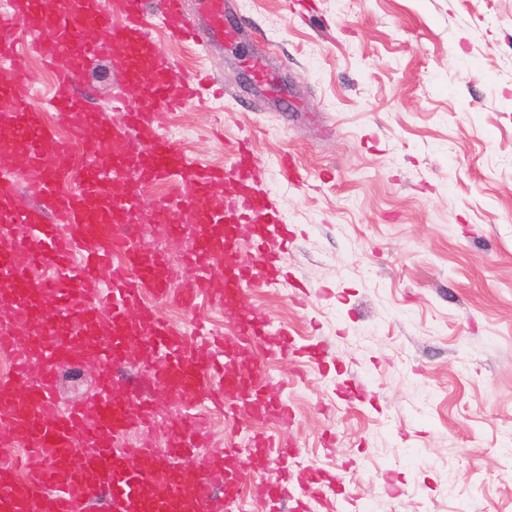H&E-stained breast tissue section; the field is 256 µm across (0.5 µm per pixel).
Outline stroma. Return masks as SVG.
I'll list each match as a JSON object with an SVG mask.
<instances>
[{"label":"stroma","mask_w":512,"mask_h":512,"mask_svg":"<svg viewBox=\"0 0 512 512\" xmlns=\"http://www.w3.org/2000/svg\"><path fill=\"white\" fill-rule=\"evenodd\" d=\"M230 22L202 49L150 32L229 91L174 114L181 147L223 165L249 137L295 233L287 284L248 302L323 351L267 364L289 467L326 477L310 512H512V0H236ZM122 90L94 61L78 92Z\"/></svg>","instance_id":"1"}]
</instances>
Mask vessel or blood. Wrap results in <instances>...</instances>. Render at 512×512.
I'll use <instances>...</instances> for the list:
<instances>
[{"label":"vessel or blood","mask_w":512,"mask_h":512,"mask_svg":"<svg viewBox=\"0 0 512 512\" xmlns=\"http://www.w3.org/2000/svg\"><path fill=\"white\" fill-rule=\"evenodd\" d=\"M233 9L232 0H10L0 23L9 73L0 86V355L14 373L0 377V446L24 449L27 464L20 474L0 462V512H91L101 497L108 512H229L245 470L269 507L288 497L294 448L277 433L292 414L254 351L285 358L296 347L246 294L279 283L276 249L289 230L258 188L248 139L223 167L163 137L171 114L216 79L188 77L147 32L157 18L177 42L231 37ZM34 56L55 74L50 125L30 107ZM93 59L109 61L127 88L112 99L118 120L81 105L77 88ZM142 224L194 245L176 260L145 249ZM157 298L191 320L170 321ZM208 304L224 309L223 335L199 317ZM134 358L152 395L117 385ZM79 361L93 370V390L60 403L57 369ZM210 405L275 431L252 436L248 453L228 446L197 457L210 439ZM132 433L142 436L133 448Z\"/></svg>","instance_id":"1"}]
</instances>
